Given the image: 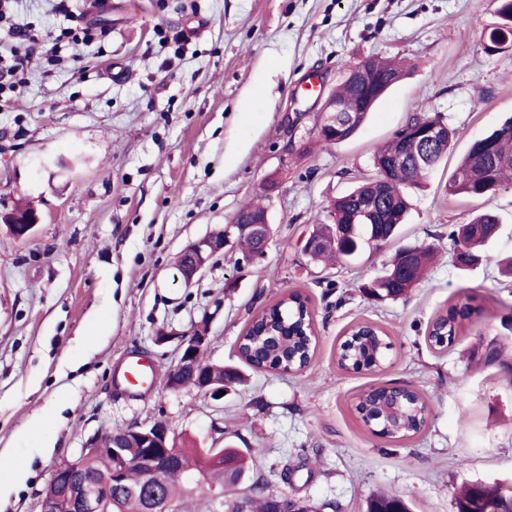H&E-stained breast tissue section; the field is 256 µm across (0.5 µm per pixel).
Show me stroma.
<instances>
[{"mask_svg": "<svg viewBox=\"0 0 512 512\" xmlns=\"http://www.w3.org/2000/svg\"><path fill=\"white\" fill-rule=\"evenodd\" d=\"M14 20L47 33L89 23L101 40L29 64V84L0 111V215L18 202L40 217L15 239L0 222V452L27 468L0 512H40L56 466L99 433L165 423L182 445L253 457L237 492H267L322 512H366L373 493L410 512H455L466 483L512 485V381L480 361V344L512 334V185L471 200L444 186L470 143L512 118V50L488 51L495 0H21ZM397 57L406 74L359 132L325 150L323 107L348 66ZM319 93H305L309 77ZM416 112L454 132L434 173L408 187L399 235L353 263L325 268L300 241L330 200L374 177L373 157ZM261 201L263 255L229 245L191 283L175 265L190 243ZM490 212L487 261L451 262L453 225ZM439 256L401 300L359 291L401 247ZM306 300L316 330L309 365H243L236 342L283 294ZM472 296L478 315L445 351L429 322ZM393 338L382 370L346 372L336 352L360 323ZM207 325V362L241 369L223 399L172 388L181 338ZM136 355L155 383L129 392L115 374ZM405 386L431 406L424 431L395 444L367 426L358 395ZM44 422L29 431L34 414Z\"/></svg>", "mask_w": 512, "mask_h": 512, "instance_id": "stroma-1", "label": "stroma"}]
</instances>
